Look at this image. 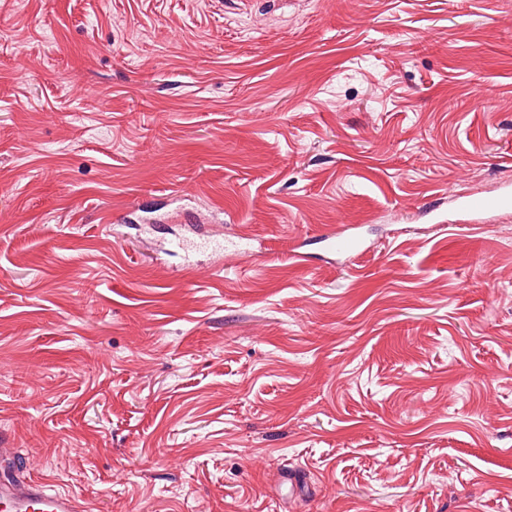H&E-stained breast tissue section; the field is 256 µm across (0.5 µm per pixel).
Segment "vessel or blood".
Masks as SVG:
<instances>
[{
	"label": "vessel or blood",
	"instance_id": "vessel-or-blood-1",
	"mask_svg": "<svg viewBox=\"0 0 512 512\" xmlns=\"http://www.w3.org/2000/svg\"><path fill=\"white\" fill-rule=\"evenodd\" d=\"M458 208L469 223L479 224L489 213L512 208V192L495 197L464 196ZM9 461L8 454L0 455V512H78L73 498L54 492L48 483L10 475Z\"/></svg>",
	"mask_w": 512,
	"mask_h": 512
}]
</instances>
